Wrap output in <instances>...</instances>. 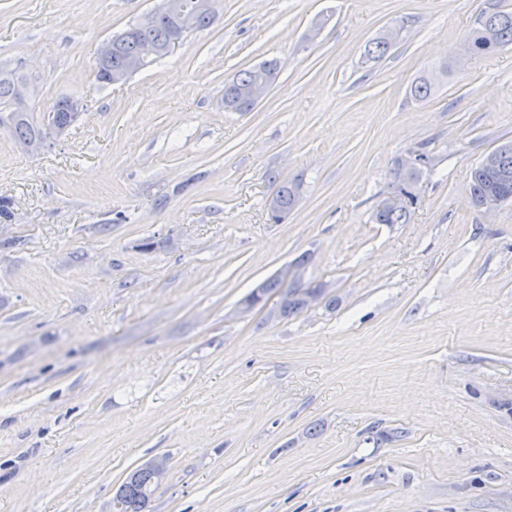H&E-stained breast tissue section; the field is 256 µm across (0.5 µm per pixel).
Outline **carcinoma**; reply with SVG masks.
Returning a JSON list of instances; mask_svg holds the SVG:
<instances>
[{"instance_id": "obj_1", "label": "carcinoma", "mask_w": 512, "mask_h": 512, "mask_svg": "<svg viewBox=\"0 0 512 512\" xmlns=\"http://www.w3.org/2000/svg\"><path fill=\"white\" fill-rule=\"evenodd\" d=\"M197 0H183L182 15L168 19L158 16L153 19L144 16L128 27V33L119 38L112 48V57L101 66L95 65L96 72L102 69L117 70L126 60L137 55L147 47L154 49L158 59L167 56L169 43L177 36L187 37L202 30L211 22L212 14L196 8ZM490 39L497 49L512 45V11L495 10L485 12L477 19L470 36L469 44ZM279 74L278 62L266 60L250 69L243 70L224 86V108L236 112H248L251 107L245 101L244 93L262 76L273 80ZM22 74L13 68H0V121H7L12 128L16 143L25 151L30 145L44 137V131L32 112L15 111V79ZM438 86L437 79L430 76L419 77L410 87L411 96L425 101L432 96ZM302 180L283 181L277 185L274 196L278 213L272 214L277 223L297 206V187ZM469 192L473 205L478 207L488 199L512 196V143L502 145L491 151L471 172ZM410 217L409 208L398 210H374V220L378 224H404ZM159 479L149 466L132 470L120 485L116 501L121 512H147L152 494Z\"/></svg>"}]
</instances>
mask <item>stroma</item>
<instances>
[{"label": "stroma", "instance_id": "35a3bbf8", "mask_svg": "<svg viewBox=\"0 0 512 512\" xmlns=\"http://www.w3.org/2000/svg\"><path fill=\"white\" fill-rule=\"evenodd\" d=\"M158 4L0 0V64L39 106L86 105L39 150L0 134V512H117L159 459L152 512H512V202L467 192L512 142V46L465 51L512 0H213L176 52L99 82L96 48ZM271 58L261 102L225 111ZM411 151L418 202L375 223ZM295 265L317 302L238 313ZM279 74L278 62L266 60L250 69L243 70L224 86V108L236 112H248L252 109L245 101V92L257 82L261 76L270 77L276 81ZM302 184L301 179H294L283 181L277 185L273 195L277 200L278 206L273 198L269 200L268 204L270 212H273L276 208L279 211L277 214L271 213L272 218L270 217V219L274 223H279L282 217L289 214L297 206V187Z\"/></svg>", "mask_w": 512, "mask_h": 512}]
</instances>
